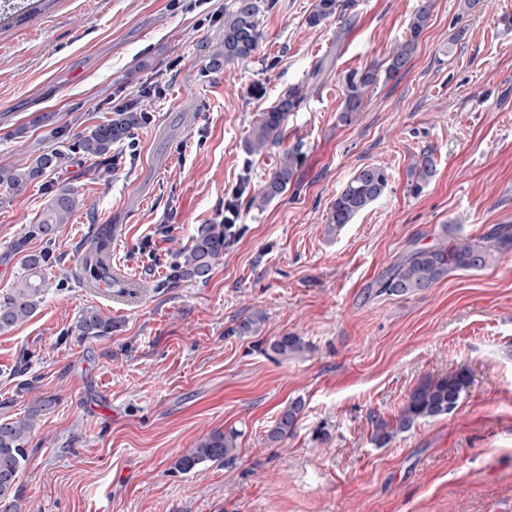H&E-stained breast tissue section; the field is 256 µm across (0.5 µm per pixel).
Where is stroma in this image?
<instances>
[{
	"mask_svg": "<svg viewBox=\"0 0 512 512\" xmlns=\"http://www.w3.org/2000/svg\"><path fill=\"white\" fill-rule=\"evenodd\" d=\"M232 3L55 0L0 31V167L67 156L0 193V297L24 251L50 253L36 314L0 332V419L53 401L16 482L23 512H512V247L411 296L376 288L440 225L477 237L512 224V0H433L408 70L372 87L349 123L344 75L382 64L419 0H353L346 19L317 27L314 0H277L252 60L211 73ZM297 85L307 96L280 144L247 154L260 113ZM128 104L144 124L111 161L86 159L80 138ZM295 148L293 182L241 209L209 281L175 280L198 227L223 223L242 179L258 189ZM426 150L435 174L414 196L409 173ZM368 164L386 167L387 191L326 234L331 202ZM61 186L83 204L48 246L32 230ZM105 226L120 282L108 296L80 280ZM90 307L111 335L79 338ZM254 313L260 333L235 335ZM285 333L310 350L271 353ZM461 369L469 385L455 409L372 442L376 420L397 417L419 383ZM298 398L292 435L268 443ZM231 429L234 460L172 472L186 449Z\"/></svg>",
	"mask_w": 512,
	"mask_h": 512,
	"instance_id": "1",
	"label": "stroma"
}]
</instances>
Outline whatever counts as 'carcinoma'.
Instances as JSON below:
<instances>
[{"label": "carcinoma", "instance_id": "carcinoma-1", "mask_svg": "<svg viewBox=\"0 0 512 512\" xmlns=\"http://www.w3.org/2000/svg\"><path fill=\"white\" fill-rule=\"evenodd\" d=\"M276 0H235L233 9L224 15V36L209 52L208 67L220 71L235 62L249 61L255 55L261 39L260 15L270 10ZM349 4L343 0H315L307 17L310 26H319L335 16L342 15ZM432 4L431 0H420L415 9L405 39L399 41L385 60L386 67L353 69L343 77L344 106L341 120L350 122L361 111L368 90L377 83L379 73L391 80L407 69L418 45L419 37L426 27ZM306 93L294 88L278 103L261 114L250 131L245 150L250 155H261L282 139L284 123L288 113L297 110ZM144 122V113L133 108L114 113L105 121L84 135L79 143L82 154L97 161L105 160L111 154L112 146L134 134ZM65 159L60 151L41 153L29 161L11 167H0V188L6 192L20 190L38 181L48 171L58 168ZM302 153L298 149L284 151L268 181L261 190L242 200L248 187L243 180L239 193L224 202V224H208L199 229L192 238V244L182 253L183 262L177 267L174 278L183 281L205 283L209 280L215 265L224 257L231 236L230 225L236 223L241 204L248 208H264L270 201L288 190L298 167ZM435 172L433 155L422 153L410 172V190L420 194ZM389 178L385 167L367 165L359 169L348 180L341 192L331 203L326 231L333 234L341 230L372 203L383 195ZM83 205V198L72 188L62 187L48 200L36 232L47 243L55 241L62 226ZM112 232L101 228L96 232L87 252L82 258L86 272L85 281L104 282L112 286V269L105 266L107 253L111 248ZM512 245V224H497L487 234L479 237H463L458 234V225L442 224L436 243L429 247L413 248L395 261L378 279L377 286L382 293L391 296H406L433 287L448 274L456 271H474L487 267L494 258L495 250ZM49 263V252L43 250L24 255L21 273L14 288L0 300V331H7L30 319L40 306L45 283V270ZM264 318L256 313L242 320L231 333L239 336L259 333ZM78 335L83 338L108 336L112 333V319L95 309L85 310L76 325ZM270 351L287 359L310 349V345L294 333L275 337L269 343ZM468 384V376L457 371L438 380L418 384L409 394L400 414L392 421L375 422L371 438L383 447L398 434L409 430L415 422L434 419L454 409ZM52 405L49 399L41 400L37 406L22 417L0 419V512H22L20 497L15 484L28 460L26 441L33 423L40 412ZM304 404L295 399L284 407L274 424L267 431L272 443L285 440L295 428ZM238 434L234 430L214 432L200 440L197 445L179 456L172 470L190 473L206 462L226 461L235 457Z\"/></svg>", "mask_w": 512, "mask_h": 512}]
</instances>
